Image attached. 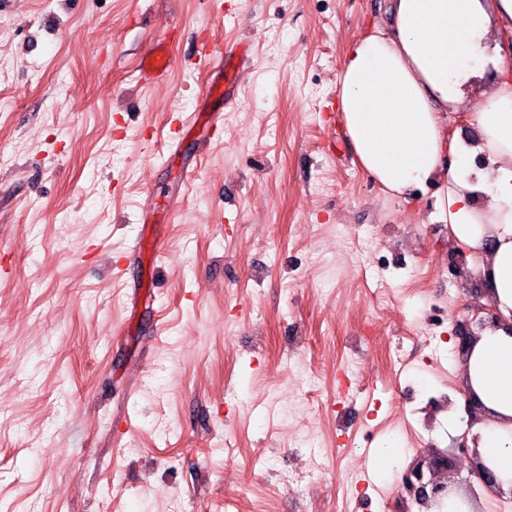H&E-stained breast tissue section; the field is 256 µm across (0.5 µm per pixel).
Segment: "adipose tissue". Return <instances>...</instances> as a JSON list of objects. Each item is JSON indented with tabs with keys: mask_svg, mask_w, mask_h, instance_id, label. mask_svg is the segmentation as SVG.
Returning <instances> with one entry per match:
<instances>
[{
	"mask_svg": "<svg viewBox=\"0 0 512 512\" xmlns=\"http://www.w3.org/2000/svg\"><path fill=\"white\" fill-rule=\"evenodd\" d=\"M389 26L352 39L337 72V109L369 179L406 199L432 188L450 243L473 253V272L503 318L512 317V78L464 97L489 44L512 35V0H390ZM471 110L472 145L446 134ZM485 170L471 175V155ZM463 396L486 414L470 447L512 490V333L487 329L461 364Z\"/></svg>",
	"mask_w": 512,
	"mask_h": 512,
	"instance_id": "adipose-tissue-1",
	"label": "adipose tissue"
}]
</instances>
